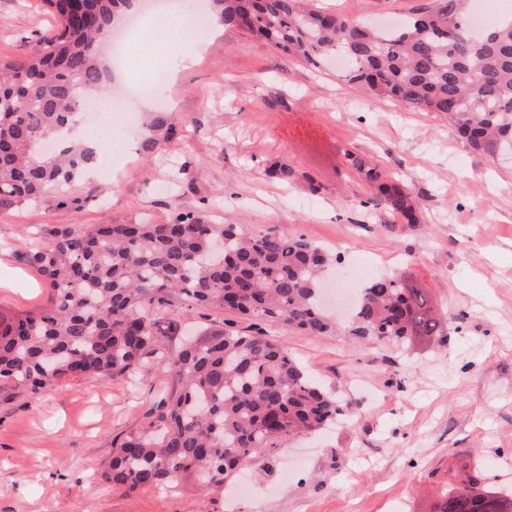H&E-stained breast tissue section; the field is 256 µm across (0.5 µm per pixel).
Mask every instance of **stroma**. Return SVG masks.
Wrapping results in <instances>:
<instances>
[{"mask_svg":"<svg viewBox=\"0 0 512 512\" xmlns=\"http://www.w3.org/2000/svg\"><path fill=\"white\" fill-rule=\"evenodd\" d=\"M431 3L321 0L376 23ZM57 25L44 0H0V53L37 52ZM204 43L197 62L155 92L153 111L179 114L178 136L147 155L140 128L113 119L112 158L72 184L76 207L0 214V313L47 303L24 256L53 229L194 211L338 252L334 278L361 265L405 278L449 321L401 348L268 326L346 410L254 461L249 495L236 478L134 493L101 481L114 445L148 430L171 376L81 377L37 396L0 384V512H432L470 475L512 494V163L479 155L441 113L365 97L335 65L313 68L215 23ZM351 154L411 187L417 224L362 206ZM275 163L292 168L294 182L273 178ZM178 316L199 335L252 331L251 320L186 298Z\"/></svg>","mask_w":512,"mask_h":512,"instance_id":"obj_1","label":"stroma"}]
</instances>
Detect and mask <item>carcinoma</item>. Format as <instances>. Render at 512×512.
Masks as SVG:
<instances>
[{"label": "carcinoma", "instance_id": "cac0c4a2", "mask_svg": "<svg viewBox=\"0 0 512 512\" xmlns=\"http://www.w3.org/2000/svg\"><path fill=\"white\" fill-rule=\"evenodd\" d=\"M58 28L38 52L0 58V213L22 205L65 206L67 187L92 160L68 142L90 93L103 81L99 44L133 0H44ZM215 21L266 40L313 67L333 55L345 80L371 98H392L420 112H440L487 158L512 155V17L481 37L469 32L462 0H435L390 31L323 8L317 0H210ZM178 135L161 113L142 149ZM402 224L418 223L407 185L352 158ZM50 289L46 307L0 314V383L32 395L67 378L128 377L142 370L172 376L177 387L151 414L160 434L127 435L101 471L129 491L192 482L218 486L237 468L293 437L315 432L344 406L306 375L285 346L265 334L230 330L180 336L177 303L279 322L310 336L338 325L320 301L333 257L324 248L276 230L216 224L202 212L163 224H81L49 233L26 254ZM421 288L393 277L370 280L344 327L358 340L395 346L431 336L447 322ZM448 492L435 512H512V495L475 488Z\"/></svg>", "mask_w": 512, "mask_h": 512}]
</instances>
